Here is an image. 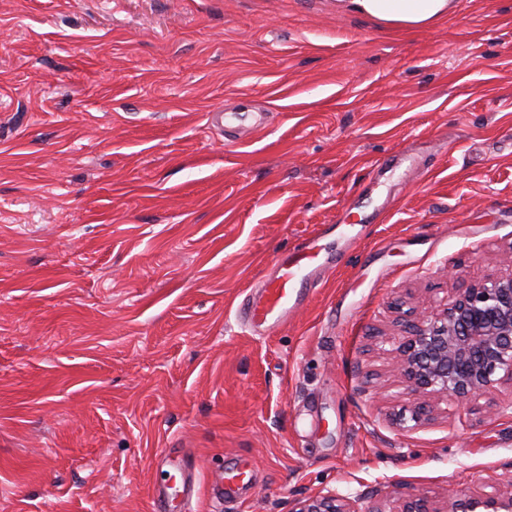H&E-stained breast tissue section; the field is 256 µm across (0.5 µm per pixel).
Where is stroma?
<instances>
[{
  "label": "stroma",
  "instance_id": "stroma-1",
  "mask_svg": "<svg viewBox=\"0 0 512 512\" xmlns=\"http://www.w3.org/2000/svg\"><path fill=\"white\" fill-rule=\"evenodd\" d=\"M312 236L344 262L250 335ZM511 262L512 0H0V512H156L171 450L195 512L237 462L234 512L503 490L512 387L419 420L394 356ZM362 14L406 28L432 23L448 13L452 0H350ZM315 241L274 257L272 273L250 292L240 318L253 335L270 334L286 323L314 293L341 258L323 255ZM295 512H356L348 498L327 493L298 502Z\"/></svg>",
  "mask_w": 512,
  "mask_h": 512
}]
</instances>
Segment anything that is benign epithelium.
Listing matches in <instances>:
<instances>
[{
    "mask_svg": "<svg viewBox=\"0 0 512 512\" xmlns=\"http://www.w3.org/2000/svg\"><path fill=\"white\" fill-rule=\"evenodd\" d=\"M396 369L409 393L463 403L512 384V268L478 282L448 305L425 315L398 338ZM295 512H357L348 498L327 493L298 502ZM396 512H512V489L471 494L442 508L425 494Z\"/></svg>",
    "mask_w": 512,
    "mask_h": 512,
    "instance_id": "obj_1",
    "label": "benign epithelium"
}]
</instances>
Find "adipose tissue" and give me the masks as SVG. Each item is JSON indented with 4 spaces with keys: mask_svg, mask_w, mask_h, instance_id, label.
Masks as SVG:
<instances>
[{
    "mask_svg": "<svg viewBox=\"0 0 512 512\" xmlns=\"http://www.w3.org/2000/svg\"><path fill=\"white\" fill-rule=\"evenodd\" d=\"M371 18L406 28H418L447 14L452 0H351Z\"/></svg>",
    "mask_w": 512,
    "mask_h": 512,
    "instance_id": "1",
    "label": "adipose tissue"
}]
</instances>
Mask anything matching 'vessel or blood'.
Listing matches in <instances>:
<instances>
[{"mask_svg": "<svg viewBox=\"0 0 512 512\" xmlns=\"http://www.w3.org/2000/svg\"><path fill=\"white\" fill-rule=\"evenodd\" d=\"M340 263L339 257L323 254L313 242L276 255L271 274L257 291L246 296L240 310L241 320L252 334L271 333L287 322ZM247 480L246 469L224 471L212 489L214 500L232 501L239 486ZM191 491V479L169 475L167 485L153 492L157 512H189Z\"/></svg>", "mask_w": 512, "mask_h": 512, "instance_id": "b4317fda", "label": "vessel or blood"}]
</instances>
